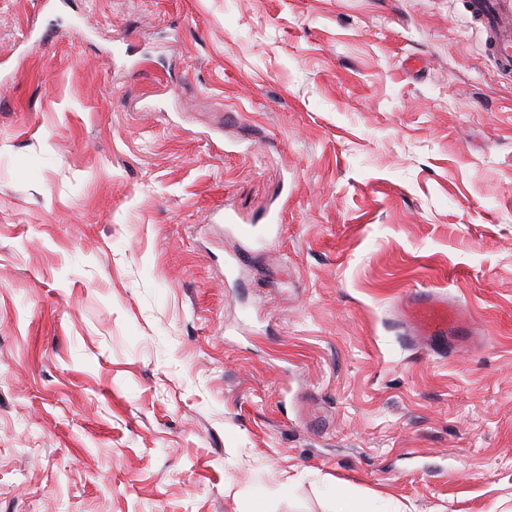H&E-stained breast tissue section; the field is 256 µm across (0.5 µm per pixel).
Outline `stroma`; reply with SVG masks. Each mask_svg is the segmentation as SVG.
<instances>
[{"mask_svg": "<svg viewBox=\"0 0 512 512\" xmlns=\"http://www.w3.org/2000/svg\"><path fill=\"white\" fill-rule=\"evenodd\" d=\"M436 287L484 343L434 354ZM512 512V71L469 0H0V512ZM400 321L411 336L434 353L474 350L482 343L477 320L464 307L438 291L415 290L401 297Z\"/></svg>", "mask_w": 512, "mask_h": 512, "instance_id": "35a3bbf8", "label": "stroma"}]
</instances>
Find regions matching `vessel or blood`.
<instances>
[{
    "instance_id": "vessel-or-blood-1",
    "label": "vessel or blood",
    "mask_w": 512,
    "mask_h": 512,
    "mask_svg": "<svg viewBox=\"0 0 512 512\" xmlns=\"http://www.w3.org/2000/svg\"><path fill=\"white\" fill-rule=\"evenodd\" d=\"M472 16L494 30L493 52L502 65L512 64V27L502 22L512 0H469ZM399 318L410 335L436 353L473 350L482 343L478 322L464 307L438 291L415 290L402 296Z\"/></svg>"
}]
</instances>
